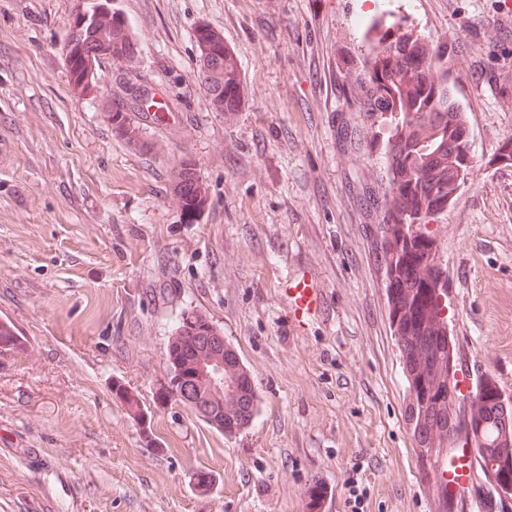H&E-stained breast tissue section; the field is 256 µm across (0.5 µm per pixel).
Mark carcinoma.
Masks as SVG:
<instances>
[{"mask_svg": "<svg viewBox=\"0 0 512 512\" xmlns=\"http://www.w3.org/2000/svg\"><path fill=\"white\" fill-rule=\"evenodd\" d=\"M366 37L371 49L364 58L359 105L383 128L388 187L384 220L376 226V235L391 324L407 383L406 426L424 469L443 452L444 445L434 439V430H455L454 443L474 448L489 485L490 507L499 508L512 498V412L490 379L480 384L479 411L448 405V378L457 366L448 341V317L441 314L448 268L442 265L436 240L427 231L430 221L448 210L470 171L469 128L448 88V47H436L407 29L402 20H388L383 15L374 18ZM194 43L198 75L209 105L229 118L244 102L236 59L224 46V36L206 24L196 27ZM138 53L125 17L110 6L99 9L86 33H76L65 63L72 90L83 92L91 66L101 62L99 55L130 66ZM105 118L115 135L133 150L147 153L154 149L134 113L114 107ZM207 194L194 165L183 162L174 172L172 204L191 217L205 207ZM215 329L196 311L182 314L175 336L168 341L170 380L158 388L160 399L171 398L169 387L178 373L186 383L197 382L195 371L209 351L196 348V337ZM21 347L14 325L0 321V351ZM114 392L133 415L144 418L133 393L120 385ZM210 404V416L204 422L229 437L247 429L258 409L254 394L236 401L217 394Z\"/></svg>", "mask_w": 512, "mask_h": 512, "instance_id": "cac0c4a2", "label": "carcinoma"}]
</instances>
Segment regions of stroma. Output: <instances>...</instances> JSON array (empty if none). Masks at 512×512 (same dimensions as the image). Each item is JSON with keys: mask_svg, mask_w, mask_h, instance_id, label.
<instances>
[{"mask_svg": "<svg viewBox=\"0 0 512 512\" xmlns=\"http://www.w3.org/2000/svg\"><path fill=\"white\" fill-rule=\"evenodd\" d=\"M406 25L448 47V85L476 163L428 229L448 267L456 360L512 393V12L502 0H409ZM75 0H0V512H304L302 491L358 470L364 512H432L406 427V381L371 232L388 186L377 122L356 104L364 0H113L135 69L105 64L74 94L61 47ZM237 59L244 107L212 111L193 32ZM152 89L154 150L105 121L100 96ZM192 160L206 207L168 186ZM328 297L304 330L283 281ZM238 352L258 412L232 437L156 399L187 311ZM123 384L146 413L113 394ZM208 473L206 488L195 483Z\"/></svg>", "mask_w": 512, "mask_h": 512, "instance_id": "1", "label": "stroma"}]
</instances>
